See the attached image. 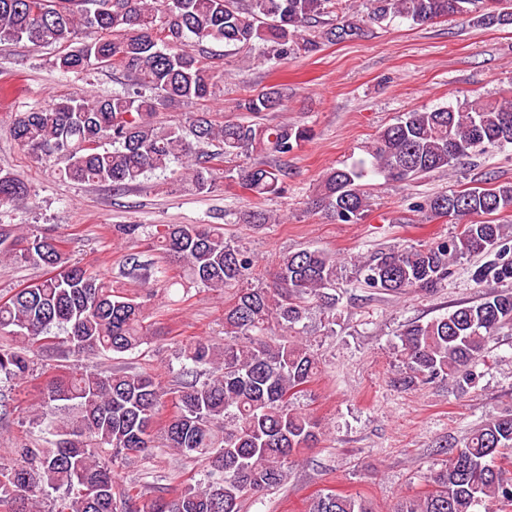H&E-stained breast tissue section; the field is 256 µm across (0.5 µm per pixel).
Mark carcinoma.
<instances>
[{"label": "carcinoma", "instance_id": "obj_1", "mask_svg": "<svg viewBox=\"0 0 512 512\" xmlns=\"http://www.w3.org/2000/svg\"><path fill=\"white\" fill-rule=\"evenodd\" d=\"M345 0H0V42L28 41L58 49L64 74L119 66L134 89L94 98L72 97L20 112L11 133L41 162L60 168L77 183L107 184L115 192L137 185L148 172H165L179 161L181 180L198 193L211 190L219 167L241 157L288 156L313 137L308 126L269 125L265 112L285 107L273 86L236 103L253 121H217L209 113L189 125L158 127L154 114L167 102L204 100L215 94L205 44L262 47L278 62L318 51L320 42L358 38L369 24L395 18L425 25L447 17H470L481 25L512 23V0H363L358 14L331 23L324 16ZM321 27L317 36L309 29ZM217 145L211 153L207 147ZM512 144V102L480 98L455 106L406 112L383 128L368 157L331 169L312 208L340 224H358L370 198L363 181L381 176L406 181L449 169L490 148ZM288 169L256 163L240 170L243 189L255 197L282 194ZM30 195L25 182L0 168V204ZM512 210V183L450 190L428 197L415 211L446 217L459 234L426 245L388 246L358 264L360 283L390 294L442 288L461 261L481 255L470 268L478 286L512 282V226L483 215ZM151 234L165 258L180 264L192 283L215 292L234 289L224 307V344L197 340L184 345L176 390L178 411L160 431L157 418L167 391L150 375L126 371H74L50 378L41 391L36 423L48 437L17 449L0 464V512H36L41 498L61 493L57 512H240L245 496L279 486L291 456L315 446L320 424L296 406L321 372L318 353L300 339L298 325L316 303L328 314L336 306L338 267L327 251L303 248L282 256L269 286L241 288L255 261L224 235L220 224H157ZM67 240L39 231L24 236L0 228V247L13 264L48 273L0 300V376L22 382L29 353L57 343L85 354L132 351L150 339L144 296L127 294L66 257ZM123 274L147 282L136 255ZM512 325V291L489 292L400 334L401 388L448 378L474 383L489 338ZM282 331L266 340L269 330ZM185 457L206 464L204 482L169 495L144 499L116 492L114 473L98 450L113 460L144 453L156 438ZM430 474L429 489L402 498L395 512H474L491 502L512 507V414L475 430ZM308 512H373L361 497L319 493Z\"/></svg>", "mask_w": 512, "mask_h": 512}]
</instances>
